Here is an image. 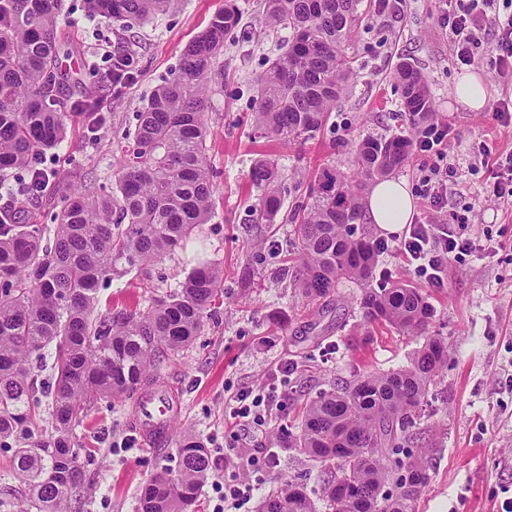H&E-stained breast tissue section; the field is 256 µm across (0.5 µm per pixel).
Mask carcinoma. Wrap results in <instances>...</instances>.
Segmentation results:
<instances>
[{"instance_id":"obj_1","label":"carcinoma","mask_w":512,"mask_h":512,"mask_svg":"<svg viewBox=\"0 0 512 512\" xmlns=\"http://www.w3.org/2000/svg\"><path fill=\"white\" fill-rule=\"evenodd\" d=\"M60 0H0V172L12 170L9 194L39 202L48 176L38 160L66 138L64 105L75 99L97 130L98 90L67 71L77 47L58 35ZM89 15L129 27L178 9L183 0H84ZM362 0H266L262 23L289 31L287 49L255 81L254 132L284 144L304 143L326 122L353 75L350 50L362 22ZM240 23L226 0L185 49L179 75L159 86L137 114L121 147L124 166L109 194L78 181L51 197L55 227L0 220V450L12 453L28 486L23 512H68L79 488L75 426L97 397L140 395L157 382L170 356L200 333L205 312L223 292L224 270L203 264L178 289L152 299L142 313H97L102 278L121 262L149 279V267L183 247L208 223L216 184L207 161L204 119L224 40ZM404 107L420 121L436 118L427 77L407 61L394 68ZM412 139L365 137L350 145V167L321 168L289 212L297 256L291 272L302 297L319 301L345 279L362 286L359 305L370 323L425 336L404 369L367 372L321 392L306 404L291 447L332 465L323 498L331 512H413L429 481L422 454L394 459L398 492L384 491L386 456L398 454L420 424L430 386L448 361V347L427 335L433 309L414 288L369 287L377 251L363 230L366 181L406 166ZM252 184L262 191L258 224H273L282 206V173L257 159ZM55 346L54 373L39 378L32 358ZM51 400L52 430L44 435L31 401ZM211 470V450L199 436L182 437L176 466H162L138 497L137 512H188ZM259 512H316L292 481L267 495Z\"/></svg>"}]
</instances>
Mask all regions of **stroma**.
I'll return each mask as SVG.
<instances>
[{"instance_id":"obj_1","label":"stroma","mask_w":512,"mask_h":512,"mask_svg":"<svg viewBox=\"0 0 512 512\" xmlns=\"http://www.w3.org/2000/svg\"><path fill=\"white\" fill-rule=\"evenodd\" d=\"M225 0H184L179 9L125 28L106 18L88 17L84 0H62L59 30L82 44L85 56L70 58L71 70L86 75L88 58L105 72L107 48L130 50L136 60L131 83L104 92L102 124L89 132L83 114L69 109L65 142L49 151L43 167L61 181L87 159L90 189L110 192L120 168L119 146L135 128V114L153 91L172 79L189 43L202 33ZM241 23L229 36L219 63L224 87L211 97L205 119L208 160L219 189L209 223L183 248L156 262L150 282L116 265L98 292L99 312H139L153 297L176 288L202 263L224 268V291L211 307L196 341L174 356L163 378L178 394L181 410L175 431L164 443L146 447L132 424V400L101 398L76 428L83 480L72 512H136L144 484L175 456L179 433L209 442L215 466L201 489L199 512H213L215 483L224 464L242 452L275 449L277 459L262 474V493L283 480L303 484L323 512V466L289 447L285 430L300 425L306 402L333 385L368 371L389 372L409 365L424 342L390 327L368 323L359 306L361 288L345 281L333 298L306 305L292 277L281 275L293 254L294 225L258 224L252 210L260 191L249 180L259 155L276 158L283 183L294 186L297 172L328 164L347 170L349 144L369 135L410 133L401 91L393 77L398 61L415 64L428 78L435 108L445 124L464 134L454 144L459 164L452 197L470 223L456 225L465 238L490 240L493 248L452 258L445 285L432 288L397 252L378 258L381 288L401 282L418 288L434 309L431 335L448 347V365L431 386L429 405L410 438L422 448L430 481L417 498L416 512H503L512 500V200L488 208L484 187L490 167L474 161L469 144L491 151L512 148V126H501L493 107L481 112L459 108L453 94L459 67L452 61L448 35L438 23L437 0H406L398 22L370 16L354 50L353 76L326 124L303 144L283 145L252 136L254 80L280 52L279 35L260 23L264 0H237ZM296 368L288 378V402L260 427H232L227 401L245 388L270 382L277 367Z\"/></svg>"}]
</instances>
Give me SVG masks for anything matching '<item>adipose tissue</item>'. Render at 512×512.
Here are the masks:
<instances>
[{
    "instance_id": "obj_1",
    "label": "adipose tissue",
    "mask_w": 512,
    "mask_h": 512,
    "mask_svg": "<svg viewBox=\"0 0 512 512\" xmlns=\"http://www.w3.org/2000/svg\"><path fill=\"white\" fill-rule=\"evenodd\" d=\"M367 220L381 231L394 234L411 223L414 202L406 180L388 177L375 181L363 199Z\"/></svg>"
}]
</instances>
